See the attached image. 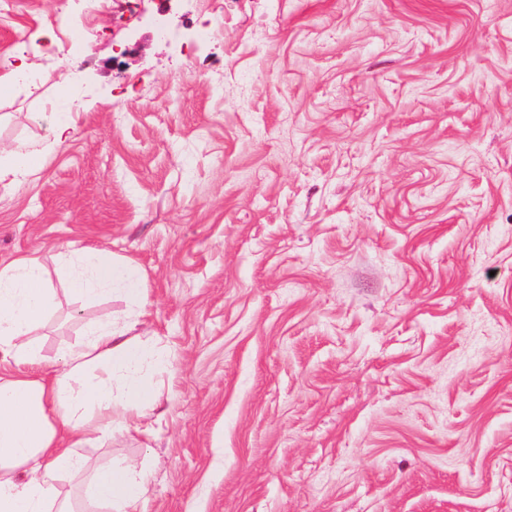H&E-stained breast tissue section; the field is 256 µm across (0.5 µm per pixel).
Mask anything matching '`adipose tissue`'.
I'll return each mask as SVG.
<instances>
[{"label":"adipose tissue","instance_id":"obj_1","mask_svg":"<svg viewBox=\"0 0 512 512\" xmlns=\"http://www.w3.org/2000/svg\"><path fill=\"white\" fill-rule=\"evenodd\" d=\"M43 164V151L32 146L1 149L0 180ZM57 258L81 305L112 293L136 303L146 297L137 266L107 249L69 243ZM55 305L39 256L0 261V512H144L146 478L134 466L110 467L73 493L61 483L86 471L83 447L153 415L154 389L140 378L152 350L129 327L96 324L44 371L36 334Z\"/></svg>","mask_w":512,"mask_h":512}]
</instances>
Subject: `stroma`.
Here are the masks:
<instances>
[{"label": "stroma", "instance_id": "stroma-1", "mask_svg": "<svg viewBox=\"0 0 512 512\" xmlns=\"http://www.w3.org/2000/svg\"><path fill=\"white\" fill-rule=\"evenodd\" d=\"M21 56L0 143L75 121L0 183L44 362L107 321L161 361L160 422L87 475L135 462L145 512H512V0H0ZM69 242L145 305L73 303Z\"/></svg>", "mask_w": 512, "mask_h": 512}]
</instances>
